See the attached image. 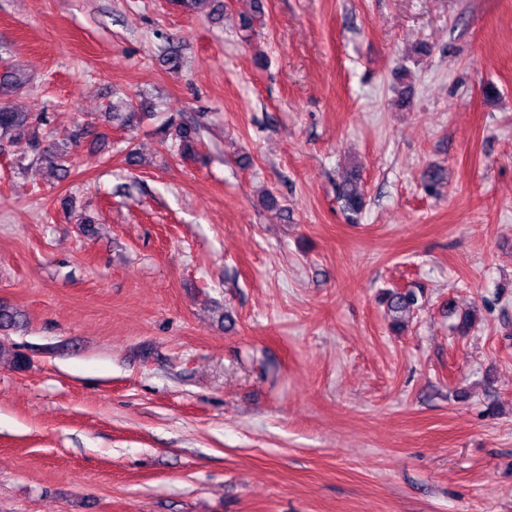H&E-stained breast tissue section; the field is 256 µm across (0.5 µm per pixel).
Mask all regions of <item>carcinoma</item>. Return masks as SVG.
<instances>
[{"instance_id":"cac0c4a2","label":"carcinoma","mask_w":512,"mask_h":512,"mask_svg":"<svg viewBox=\"0 0 512 512\" xmlns=\"http://www.w3.org/2000/svg\"><path fill=\"white\" fill-rule=\"evenodd\" d=\"M263 14L262 0H253L251 13L243 16L240 25L244 41L251 40L254 23ZM23 84L22 76L11 70L0 74V146L11 132L21 128L31 129L32 148L37 159L48 163L53 175L63 180L68 176L67 163L76 144V138L80 137V134L58 139L53 135V131L48 129L49 121L46 114L25 112L16 102L4 97V86H9L11 92L15 93ZM152 108L151 101L146 98L137 102L120 100L112 103V112L108 113V118L112 120V124L132 131L144 119L154 116ZM155 133L162 141L170 142V148L175 155L198 161L204 160V155L200 151V128L196 124L171 117L161 123ZM340 198L344 212L351 215L359 214L365 204L364 194L352 177L343 182ZM386 302L391 327L400 330L404 326L405 317L412 313L417 304V296L412 291L389 292L386 295Z\"/></svg>"}]
</instances>
